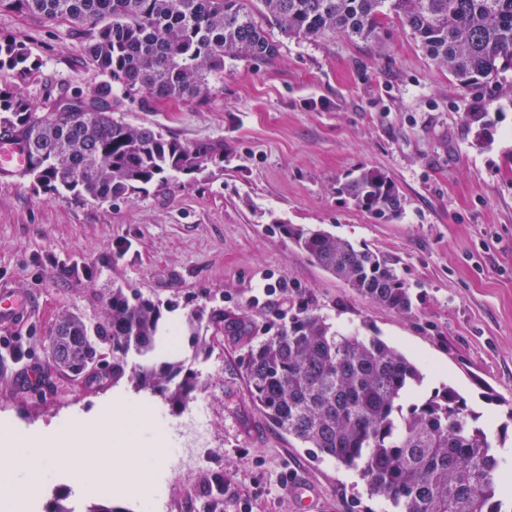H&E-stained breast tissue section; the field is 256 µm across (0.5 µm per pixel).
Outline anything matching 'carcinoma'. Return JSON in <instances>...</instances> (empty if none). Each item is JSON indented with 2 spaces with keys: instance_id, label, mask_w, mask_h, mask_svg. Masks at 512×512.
I'll return each mask as SVG.
<instances>
[{
  "instance_id": "carcinoma-1",
  "label": "carcinoma",
  "mask_w": 512,
  "mask_h": 512,
  "mask_svg": "<svg viewBox=\"0 0 512 512\" xmlns=\"http://www.w3.org/2000/svg\"><path fill=\"white\" fill-rule=\"evenodd\" d=\"M0 7L70 24L86 61L105 78L87 95L61 85L40 104L0 88V139L23 146L28 167L21 178L48 196L67 192L112 204L173 173L224 162L221 141L184 143L115 116L112 92L201 103L224 73V59L275 57L274 29L297 40L342 34L368 41L392 16L460 87L512 94V0H0ZM5 68L25 76L37 62L25 45L0 35ZM339 192L379 219L401 212L396 184L376 169L359 170ZM281 228L318 266L372 302L412 312L396 259L319 229ZM163 318L160 304L114 288L102 321L65 312L49 342L60 353L57 366L78 374L111 344L112 383L126 378L136 391L181 410L198 379L178 356L150 359ZM202 319L195 310L180 324L196 355L207 352ZM131 353L145 362L128 367ZM245 371L253 397L284 432L314 456L357 472L396 512H512L498 479L506 462L488 427L465 412L451 386L403 410L424 375L380 337L334 330L304 311L251 348Z\"/></svg>"
}]
</instances>
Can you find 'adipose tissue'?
<instances>
[{
  "label": "adipose tissue",
  "instance_id": "ef3b65f1",
  "mask_svg": "<svg viewBox=\"0 0 512 512\" xmlns=\"http://www.w3.org/2000/svg\"><path fill=\"white\" fill-rule=\"evenodd\" d=\"M98 445L94 459L106 463L110 459V447L129 448L126 466L136 469L137 479H130L128 472L121 480L126 489L136 490L142 485L141 477L146 469L143 462L150 454L166 449L164 434L157 428L152 414L145 408L115 402L111 411L82 425L68 428L65 433L49 441L43 453L46 465L62 460L85 457V447ZM32 439L24 432L9 426H0V447L6 448L0 457V499L14 504L34 495L41 482L40 471L31 469L28 463Z\"/></svg>",
  "mask_w": 512,
  "mask_h": 512
}]
</instances>
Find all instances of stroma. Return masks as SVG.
I'll list each match as a JSON object with an SVG mask.
<instances>
[{
	"label": "stroma",
	"mask_w": 512,
	"mask_h": 512,
	"mask_svg": "<svg viewBox=\"0 0 512 512\" xmlns=\"http://www.w3.org/2000/svg\"><path fill=\"white\" fill-rule=\"evenodd\" d=\"M0 34L40 62L24 79L0 70V87L38 103L49 88L90 92L102 81L69 24L2 8ZM468 112L485 113L490 145L478 144ZM116 114L187 143L223 141L224 161L116 205L50 197L28 180L0 178V286L32 301L13 334L23 362L47 376L31 385L0 372V424L43 443L116 399L150 407L164 424L183 420L160 397L113 384L111 346L90 374L48 357L62 313L99 321L112 288L122 287L175 304L173 324L205 311L208 354L194 356L176 332L165 345L181 350L202 385L208 423L200 453L208 464L187 470L184 453L154 460L143 497L115 491V477L60 463L45 474L33 512H52L59 500L87 512L107 499L128 512L148 502L157 512H199L201 499L216 501L215 512H297L288 492L297 481L311 487L314 512H387L355 472L313 458L250 393L248 351L303 310L398 348L421 369L425 392L457 388L492 429H505L499 453L512 462V99L459 87L389 18L379 41L283 38L272 61H225L202 103L149 104L122 93ZM361 168L396 183L397 219H375L338 193ZM282 222L397 258L414 311L360 295L299 250ZM239 322L247 334L234 333Z\"/></svg>",
	"instance_id": "35a3bbf8"
}]
</instances>
